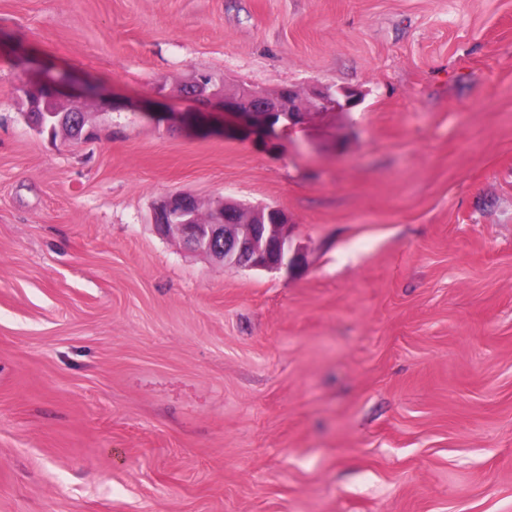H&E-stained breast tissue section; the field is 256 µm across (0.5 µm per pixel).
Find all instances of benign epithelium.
Here are the masks:
<instances>
[{"label": "benign epithelium", "mask_w": 512, "mask_h": 512, "mask_svg": "<svg viewBox=\"0 0 512 512\" xmlns=\"http://www.w3.org/2000/svg\"><path fill=\"white\" fill-rule=\"evenodd\" d=\"M308 99L313 112H351L363 100L356 89L314 88ZM217 106L234 121L249 130L274 132L277 128H291L303 123L305 112L298 111L293 101L273 98L256 86H243L233 97L219 92L201 98ZM184 198L174 193L159 200L153 208V223L160 233L177 231L183 243L192 250L201 251L224 261V267L233 269L293 270L301 262V255L292 245L288 217L280 224H226L219 217L215 224H194L192 216L173 208V201ZM224 240V249L216 250L212 242Z\"/></svg>", "instance_id": "obj_1"}]
</instances>
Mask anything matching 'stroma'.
I'll return each mask as SVG.
<instances>
[{"label":"stroma","instance_id":"1","mask_svg":"<svg viewBox=\"0 0 512 512\" xmlns=\"http://www.w3.org/2000/svg\"><path fill=\"white\" fill-rule=\"evenodd\" d=\"M200 72L365 100L228 130ZM61 74L90 139L26 118ZM0 512H512V0H0ZM180 199H186V195L174 193L154 205L152 219L161 234L176 230L187 247L215 256L224 261L226 268L291 271L300 264L301 255L292 245L288 217L282 211V224H268L276 215L265 213L270 206H264L258 224H235L238 219L246 221L249 210L259 207H245L241 211L228 205L216 224H192V216L173 208V201ZM215 239L216 246L224 247V251L213 249Z\"/></svg>","mask_w":512,"mask_h":512}]
</instances>
